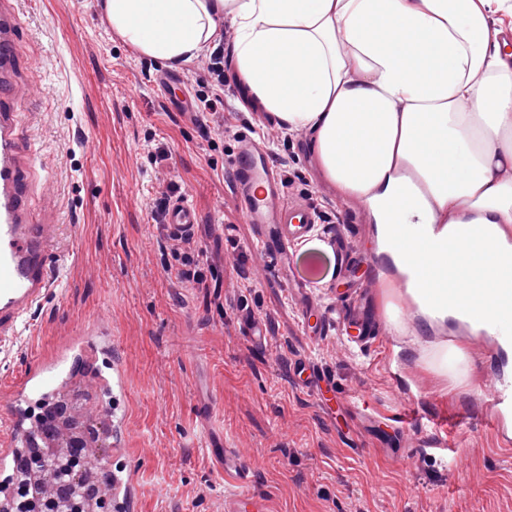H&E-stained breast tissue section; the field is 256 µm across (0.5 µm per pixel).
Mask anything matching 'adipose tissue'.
Instances as JSON below:
<instances>
[{"label": "adipose tissue", "instance_id": "1", "mask_svg": "<svg viewBox=\"0 0 512 512\" xmlns=\"http://www.w3.org/2000/svg\"><path fill=\"white\" fill-rule=\"evenodd\" d=\"M493 0H102L112 30L169 68L221 44L225 18L239 79L279 123L306 130L339 195L362 203L377 235L445 227L479 212L512 232V53L487 13ZM408 288L441 295L452 275L487 313L512 288V255L394 257Z\"/></svg>", "mask_w": 512, "mask_h": 512}]
</instances>
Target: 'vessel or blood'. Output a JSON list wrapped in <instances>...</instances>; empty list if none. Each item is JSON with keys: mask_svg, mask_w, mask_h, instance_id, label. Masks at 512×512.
Instances as JSON below:
<instances>
[{"mask_svg": "<svg viewBox=\"0 0 512 512\" xmlns=\"http://www.w3.org/2000/svg\"><path fill=\"white\" fill-rule=\"evenodd\" d=\"M21 27L18 0H0V352L9 349L23 330L33 328L35 314L52 297L62 275L59 227L50 219L34 221L31 210V158L21 138L18 102L19 82L15 64L20 57ZM236 193L246 220L252 224L259 247L273 256L276 270L286 275L294 288L318 287L326 276L328 264H335L337 280L349 276V257L356 253L358 239L336 230H319V214L304 199L284 200L277 175L265 150L250 139H242L230 163ZM197 222L194 207L184 198H175L168 206L165 227L169 235L192 233ZM461 228L445 238H436L413 227L390 237L385 246L399 251L405 241L437 251H455L459 239L469 237ZM372 278L359 287L337 294L332 306L303 311V326L321 335L329 321L341 324L350 346L363 349L379 339L380 323L374 311V290L381 287ZM471 285L461 278H450L445 299L429 298L434 310L442 306L468 311ZM496 313L485 317L480 335L490 344L492 356H499L505 346H512V290L497 289ZM102 350L112 352V390L125 397L127 384L119 347L108 329L97 333ZM66 355L41 365L16 383L13 406L8 414L9 444L0 448V472L14 471L24 448L39 437V424L30 417L25 405L32 397L57 394L70 381ZM303 389L319 396L335 395L333 383L322 382L309 362L294 370ZM488 406L494 416L498 436L504 445L512 444L506 421L512 417V379L500 376L488 393ZM224 473L241 490L226 496L224 512H268L265 499L245 492L251 481L252 467L234 449L224 446ZM115 512H137L141 488L134 472L115 479L112 486Z\"/></svg>", "mask_w": 512, "mask_h": 512, "instance_id": "b4317fda", "label": "vessel or blood"}]
</instances>
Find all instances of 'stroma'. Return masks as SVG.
<instances>
[{
    "label": "stroma",
    "instance_id": "35a3bbf8",
    "mask_svg": "<svg viewBox=\"0 0 512 512\" xmlns=\"http://www.w3.org/2000/svg\"><path fill=\"white\" fill-rule=\"evenodd\" d=\"M98 3L21 0L27 94L19 119L38 157L33 180L52 192L56 223L73 232L66 275L37 315L38 333L0 355V444L9 437L11 387L34 366L64 351L68 370L109 375L73 348L81 332L105 324L128 382L138 512H224L227 442L251 462L252 488L270 512H512V454L498 447L479 405L497 373L483 343L456 340L471 360L469 379L456 382L435 367L442 347L420 346V328L404 335L384 324L381 342L354 351L337 325L317 338L304 331V306L333 295L295 292L253 247L228 162L241 136L254 138L280 181H292L291 197L336 222L345 200L308 135L276 139L278 122L256 109L229 61L223 111L170 100L165 79L195 92L205 57L161 67L111 30ZM159 147L167 152L160 162ZM169 184L199 216L200 285L165 270L173 242L151 211ZM242 313L263 325L261 347L243 338ZM298 360L366 399L375 421L323 411L291 375ZM411 406L418 421L407 438L389 417ZM442 422L445 462L428 445Z\"/></svg>",
    "mask_w": 512,
    "mask_h": 512
}]
</instances>
